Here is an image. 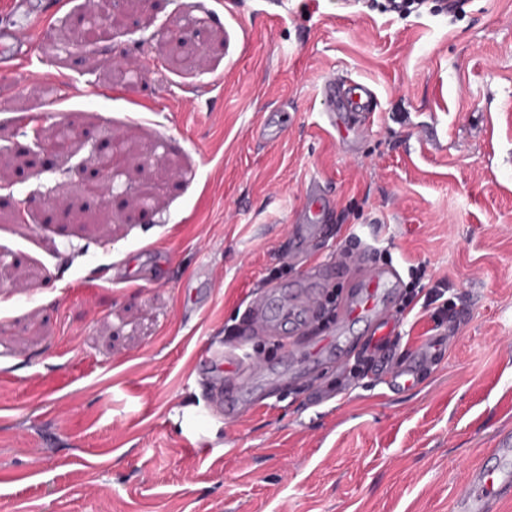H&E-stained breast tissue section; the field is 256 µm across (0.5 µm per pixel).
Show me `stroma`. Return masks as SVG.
Listing matches in <instances>:
<instances>
[{
    "mask_svg": "<svg viewBox=\"0 0 512 512\" xmlns=\"http://www.w3.org/2000/svg\"><path fill=\"white\" fill-rule=\"evenodd\" d=\"M87 4L30 19L0 74V512H455L512 433V0H121L80 52ZM331 78L376 94L349 138L322 126ZM60 123L75 151L46 156ZM113 132L136 154L107 202L82 187ZM311 182L334 201L315 271L286 257ZM353 252L447 278L442 324L395 312L396 356L438 336L439 361L401 394L359 357L258 380L189 447L201 337L272 283L347 291Z\"/></svg>",
    "mask_w": 512,
    "mask_h": 512,
    "instance_id": "stroma-1",
    "label": "stroma"
}]
</instances>
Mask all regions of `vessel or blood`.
I'll list each match as a JSON object with an SVG mask.
<instances>
[{"label":"vessel or blood","mask_w":512,"mask_h":512,"mask_svg":"<svg viewBox=\"0 0 512 512\" xmlns=\"http://www.w3.org/2000/svg\"><path fill=\"white\" fill-rule=\"evenodd\" d=\"M28 53L29 44L19 37L17 25H0V71H10L13 61L27 57ZM326 97L330 110L323 119L330 128L359 127L373 114L374 92L365 83L354 82L345 87L329 83ZM325 208V193L319 187H311L309 202L292 231L289 260L308 259L311 247L327 230L323 222ZM355 264L359 277L325 330L314 331L312 325L313 317L321 311L320 294H308L297 302L270 288L246 301L243 320L231 343H203L201 360L219 370V386L208 398V412L236 417L245 412L242 397L252 388L260 371L249 348L256 335L273 333L282 323L304 334L300 340L282 337L284 363L304 370L325 362L340 367L356 354L373 359L388 390L402 392L415 386L419 371L433 361L440 341L435 337L429 339L410 352L405 365L393 367L394 309L400 294V275L394 267L373 266L361 256ZM492 454L496 466L480 465L470 470L466 487L457 498L456 512H482L488 500L512 499V468L507 465L512 458V437H499Z\"/></svg>","instance_id":"b4317fda"}]
</instances>
